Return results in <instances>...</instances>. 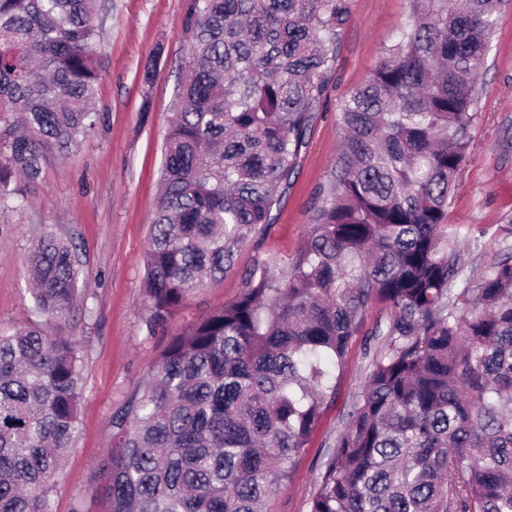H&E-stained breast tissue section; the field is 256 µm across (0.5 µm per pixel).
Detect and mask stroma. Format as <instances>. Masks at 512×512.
<instances>
[{
    "mask_svg": "<svg viewBox=\"0 0 512 512\" xmlns=\"http://www.w3.org/2000/svg\"><path fill=\"white\" fill-rule=\"evenodd\" d=\"M96 87L100 121L69 154H49L38 180H20V206L0 207V332L38 321L25 259L45 231L75 247L81 305L54 320V333L79 345L83 399L72 447L50 494L53 512H100L96 472L112 443L113 414L155 364L169 338L209 309L234 300L241 273L255 261H290L308 232L316 196L326 187L340 130L336 106L364 83L409 15V0H352L340 36L336 71L301 156L300 170L275 220L240 251L223 280L189 297L163 330L148 335L144 254L158 192L162 147L189 61L185 23L192 0H99ZM153 79L144 82L145 68ZM472 150L449 208L461 228L455 241L465 270L481 272L497 242L512 238V0H504L489 53ZM387 314L370 309L340 372L336 396L291 478L269 498L268 512H309L329 445L363 385L368 348Z\"/></svg>",
    "mask_w": 512,
    "mask_h": 512,
    "instance_id": "obj_1",
    "label": "stroma"
}]
</instances>
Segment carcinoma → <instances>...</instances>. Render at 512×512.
Wrapping results in <instances>:
<instances>
[{
	"label": "carcinoma",
	"instance_id": "obj_1",
	"mask_svg": "<svg viewBox=\"0 0 512 512\" xmlns=\"http://www.w3.org/2000/svg\"><path fill=\"white\" fill-rule=\"evenodd\" d=\"M407 24L336 108L341 140L303 246L241 274L170 337L112 416L105 512H267L336 394L367 308L383 346L309 512H512V241L463 272L448 224L502 0H409ZM351 0H194L144 256L155 334L272 223L335 74ZM96 0H0V203L96 125ZM38 313L80 297L72 246L27 257ZM83 396L79 348L0 333V512H52Z\"/></svg>",
	"mask_w": 512,
	"mask_h": 512
}]
</instances>
